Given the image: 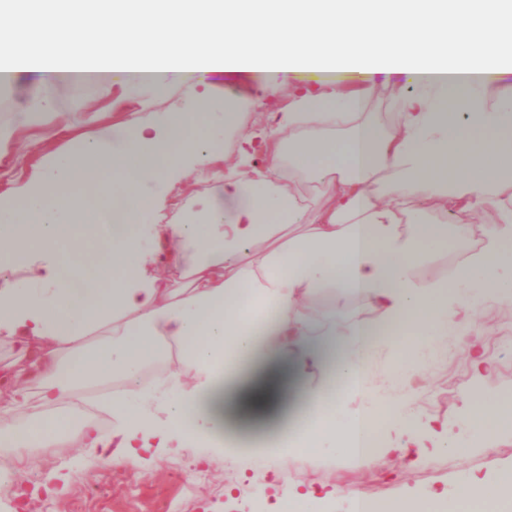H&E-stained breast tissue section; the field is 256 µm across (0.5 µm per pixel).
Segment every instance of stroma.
Here are the masks:
<instances>
[{
	"label": "stroma",
	"instance_id": "1",
	"mask_svg": "<svg viewBox=\"0 0 512 512\" xmlns=\"http://www.w3.org/2000/svg\"><path fill=\"white\" fill-rule=\"evenodd\" d=\"M220 71H202L194 81L206 101H223L231 119L222 133V150L233 153L240 135L252 132L261 115L287 105L288 89L280 84L226 89ZM72 108L43 109L20 118L22 93L13 88L0 95V196L26 191L61 153L85 165L93 158L84 143L111 128L162 124L181 114L185 98L180 86L156 95L151 84L104 83L66 89ZM215 192L210 169L186 167L166 196L181 208L166 211L165 221L181 223L184 208L199 207ZM465 226L464 244H452L423 257L414 267L416 280H442L467 252L479 248L482 220L466 212L455 215ZM366 318L379 330L371 338L367 370L381 399L401 405L408 418L400 425L387 418L381 425L382 448L372 464H359L334 438L323 440L316 453L295 446H274V429L285 424L283 413H269L251 401L225 418L224 433L214 443L172 448L149 462L95 461L77 429H70L54 448L19 451L0 446L10 461L9 478L0 481V512H283L289 487L304 492L305 512H352L354 495L384 502H408L413 512H461L458 490L478 481L486 493L477 503L483 512H512L493 487L512 473V424L487 436L473 428L475 400H512V304H494L472 318L479 330L483 369H475L467 346L453 336L438 339L424 367L393 376L395 361L412 358V346L392 332L387 313L370 309ZM317 343L281 344L283 360L299 367L305 393L322 392L336 370L328 359L309 362L306 351ZM469 442L463 457L449 454V437ZM206 481L198 495L184 490L198 475Z\"/></svg>",
	"mask_w": 512,
	"mask_h": 512
}]
</instances>
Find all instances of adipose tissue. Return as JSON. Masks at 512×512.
<instances>
[{
    "mask_svg": "<svg viewBox=\"0 0 512 512\" xmlns=\"http://www.w3.org/2000/svg\"><path fill=\"white\" fill-rule=\"evenodd\" d=\"M54 14L78 36L72 55H17L22 35ZM140 30L159 35L156 92L178 84L187 97L166 139L145 128L102 135L86 148L96 168L58 158L31 192L0 201V269L22 272L0 284V335L26 361L24 374L0 375L10 391L0 430L17 448L56 446L59 431H32L18 413L35 401L78 404L90 377L117 375L126 388L105 401L114 430L103 434L91 418L81 425L98 460L187 447L218 433L225 406L241 395L287 399L275 376L279 353L259 343L265 314L276 312L279 336L335 335L304 306L312 292L334 288L352 300L354 341L338 364L357 405L344 416L324 409L298 446L313 452L335 434L370 463L362 443L382 403L366 372L365 313L386 310L420 336L423 353L434 337L473 335L471 316L488 299L512 303V195L499 188L512 174V98L484 102L488 83L512 74V0H0V68L28 91L30 108H60L68 71L146 72L132 50ZM218 66L233 84L259 76L284 85L337 69L359 88L328 80L265 113L261 131L227 162L218 196L190 222L157 225L153 255H140V228L161 202L143 185L163 182L186 159L215 158L210 140L185 129L207 124L214 110L197 99L193 75ZM382 85L402 89L393 130L359 118ZM338 125L348 128L340 139L312 134ZM286 158L325 184L322 203L281 184ZM427 194L494 218L448 279L418 283L417 259L452 237L446 224L409 223L406 199ZM107 213L105 267L65 252L79 226ZM271 240L267 254L245 259L248 247ZM94 330L98 344L82 347ZM173 343L182 371L141 383V369Z\"/></svg>",
    "mask_w": 512,
    "mask_h": 512,
    "instance_id": "obj_1",
    "label": "adipose tissue"
}]
</instances>
